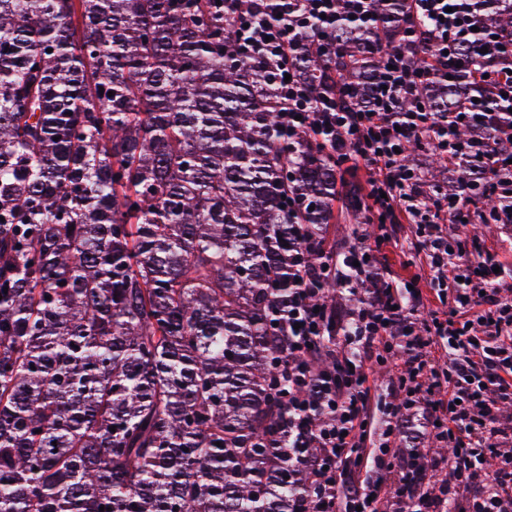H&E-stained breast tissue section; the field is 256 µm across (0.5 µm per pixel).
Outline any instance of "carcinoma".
<instances>
[{"instance_id": "obj_1", "label": "carcinoma", "mask_w": 512, "mask_h": 512, "mask_svg": "<svg viewBox=\"0 0 512 512\" xmlns=\"http://www.w3.org/2000/svg\"><path fill=\"white\" fill-rule=\"evenodd\" d=\"M484 7L512 36V6ZM376 9L395 43L409 0ZM364 38L336 32L358 100L383 66ZM481 95L470 66L418 89L433 112ZM277 101L215 0H0V512H301L317 449L288 447L274 319L336 159L288 150ZM487 110L456 139L512 153V102ZM290 187L314 209L288 213Z\"/></svg>"}]
</instances>
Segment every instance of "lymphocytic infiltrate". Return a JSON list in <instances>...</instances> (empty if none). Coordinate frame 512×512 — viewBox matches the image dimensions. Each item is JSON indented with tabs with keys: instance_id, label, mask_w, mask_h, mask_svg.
Here are the masks:
<instances>
[{
	"instance_id": "1",
	"label": "lymphocytic infiltrate",
	"mask_w": 512,
	"mask_h": 512,
	"mask_svg": "<svg viewBox=\"0 0 512 512\" xmlns=\"http://www.w3.org/2000/svg\"><path fill=\"white\" fill-rule=\"evenodd\" d=\"M368 33L366 51L387 64L366 106L351 110L341 81L315 88L294 63L307 51L335 61L344 21ZM225 40L238 57L264 66L279 98L283 142L316 140L337 161L369 173V197L381 224L414 229L428 282H389L378 266L385 237L362 233L335 256L327 242L302 244L296 283L281 318L288 335V445L313 448L305 512H512V296L479 244L447 228L476 214L489 189L505 199L495 221L512 224V160L483 142L458 143L461 122L483 116L484 102L448 116L413 105L435 69L451 70L460 49L489 56L506 45L481 24L478 0H410L402 40L384 47L371 0H224ZM424 44L430 63L412 66ZM432 142L451 167L474 164L478 175L457 193L439 192L428 173L409 164L416 141ZM336 283L339 304L327 301ZM357 298L347 308L341 301ZM447 361L431 355L435 345ZM391 383L373 451H366L375 368ZM421 433L411 434L413 423ZM447 448L425 452L427 441Z\"/></svg>"
}]
</instances>
